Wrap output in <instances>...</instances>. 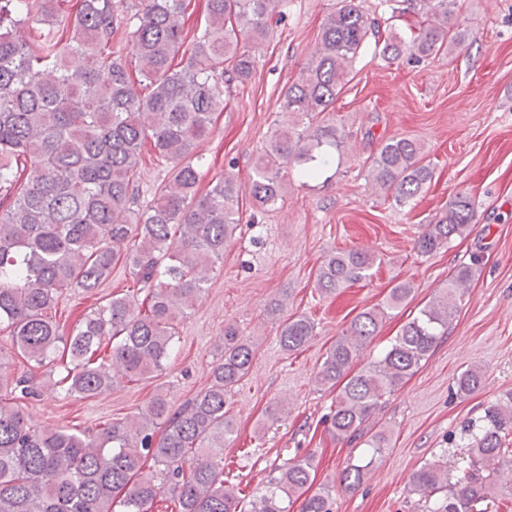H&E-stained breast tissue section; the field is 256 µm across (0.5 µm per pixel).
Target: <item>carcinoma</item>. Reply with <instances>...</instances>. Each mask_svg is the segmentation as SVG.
I'll return each instance as SVG.
<instances>
[{
	"label": "carcinoma",
	"mask_w": 512,
	"mask_h": 512,
	"mask_svg": "<svg viewBox=\"0 0 512 512\" xmlns=\"http://www.w3.org/2000/svg\"><path fill=\"white\" fill-rule=\"evenodd\" d=\"M138 0L120 42L124 0H0V326L24 359L51 366L67 358L58 385L68 395L98 396L121 381L163 369L174 348V322L209 288V271L241 217L233 175L198 192L195 145L210 135L233 82L253 73V49L273 32L269 20L288 0ZM456 0H424L407 21L405 38L363 10L360 0H336L324 18L312 59L284 89L285 119L259 154L250 183L253 206L283 200L294 171L308 180L333 165L336 127L313 124L335 109L348 67L369 42L392 59L403 52L427 59L465 42L453 22ZM28 25L30 40L19 35ZM138 63L132 70L124 47ZM307 125L300 126V120ZM150 145L170 167L171 180L141 204L142 148ZM434 178L423 146L410 137L383 141L370 180L405 204ZM476 212L457 193L416 240L432 255L468 234ZM381 259L362 248L329 254L316 286L333 295L371 280ZM128 268L133 289L112 295L85 314L68 335L60 332L61 297L77 288L92 294ZM473 267L463 265L440 296L406 322L382 356L357 369L360 351L377 332L385 309L405 303L412 288L389 289L385 305L359 313L326 351L316 382L337 390L331 428L336 437H366L364 457L347 465L340 483L359 487L388 448L383 430L365 424L385 397L421 367L467 293ZM314 335L300 316L281 325L280 343L294 351ZM253 349L236 327H224V356L207 387L175 409L156 394L132 418L106 422L94 433L33 427L17 401L37 396L26 376L0 366V512H153L169 488L177 512H333L329 488H312L311 458L284 461L269 475L249 510L224 484V439L235 432L232 391L247 376ZM486 382L470 366L456 375V393L470 397ZM463 432L468 460L455 480L440 455L414 471L411 491L427 512H499L505 492L500 470L512 465L504 446L512 433V393L485 406ZM159 472H143L147 458Z\"/></svg>",
	"instance_id": "carcinoma-1"
}]
</instances>
